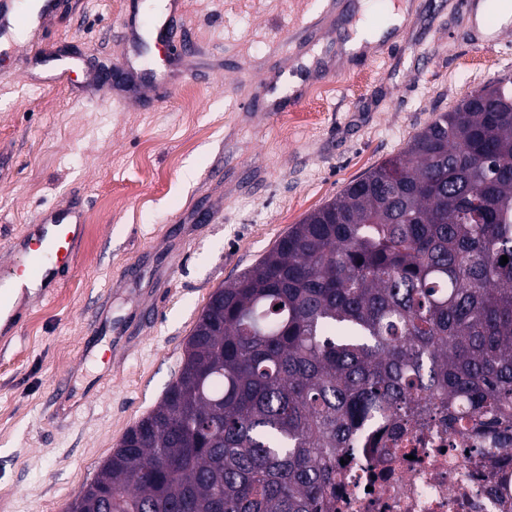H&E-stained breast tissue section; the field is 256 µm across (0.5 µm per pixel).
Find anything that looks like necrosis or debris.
Listing matches in <instances>:
<instances>
[{
  "mask_svg": "<svg viewBox=\"0 0 512 512\" xmlns=\"http://www.w3.org/2000/svg\"><path fill=\"white\" fill-rule=\"evenodd\" d=\"M364 429L327 512H512V478L492 479L500 451L433 424L380 440Z\"/></svg>",
  "mask_w": 512,
  "mask_h": 512,
  "instance_id": "1",
  "label": "necrosis or debris"
}]
</instances>
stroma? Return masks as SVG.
<instances>
[{
	"label": "stroma",
	"mask_w": 512,
	"mask_h": 512,
	"mask_svg": "<svg viewBox=\"0 0 512 512\" xmlns=\"http://www.w3.org/2000/svg\"><path fill=\"white\" fill-rule=\"evenodd\" d=\"M66 0L38 37L0 51V260L39 215L77 207L74 273L30 302L0 340V512H65L125 432L160 401L215 289L256 263L470 91L512 73V30L475 38L460 0H413L370 53L339 59L336 34L373 0L288 62V33L319 0H184L180 38L197 79L150 104L94 82L119 64L131 5ZM65 44L53 62L25 60ZM296 106L251 110L257 75ZM66 409L49 420L51 406Z\"/></svg>",
	"instance_id": "1"
}]
</instances>
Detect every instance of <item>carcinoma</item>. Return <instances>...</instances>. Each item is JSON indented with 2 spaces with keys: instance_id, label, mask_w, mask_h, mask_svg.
<instances>
[{
  "instance_id": "cac0c4a2",
  "label": "carcinoma",
  "mask_w": 512,
  "mask_h": 512,
  "mask_svg": "<svg viewBox=\"0 0 512 512\" xmlns=\"http://www.w3.org/2000/svg\"><path fill=\"white\" fill-rule=\"evenodd\" d=\"M427 417L512 449V81L472 91L216 289L79 509L322 512L365 421Z\"/></svg>"
}]
</instances>
